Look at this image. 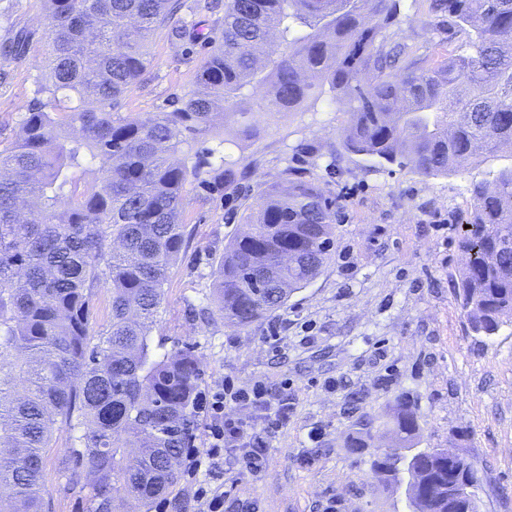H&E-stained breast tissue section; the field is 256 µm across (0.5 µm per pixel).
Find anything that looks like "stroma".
I'll list each match as a JSON object with an SVG mask.
<instances>
[{"label":"stroma","instance_id":"35a3bbf8","mask_svg":"<svg viewBox=\"0 0 512 512\" xmlns=\"http://www.w3.org/2000/svg\"><path fill=\"white\" fill-rule=\"evenodd\" d=\"M223 11L192 17L202 37L189 41L156 29L151 62L121 99L143 116L172 110L192 89L198 66L218 36ZM43 0H0V44L17 30L31 36L22 56L0 55V141H9L35 97L45 64ZM348 115L327 97L267 117L241 134L228 124L226 153L248 177L237 192L213 196L188 186L185 245L173 265L151 332L155 355L191 347L201 394L232 381L264 382L292 407L269 442L258 476L239 473L232 498L255 512H407L403 490L372 476L369 460L389 438L349 441L366 419L375 429L399 398L417 408V448H448L481 478L478 512H512V324L473 334L454 295L460 268L457 227L470 211L472 182L512 164V154L477 157L466 169L421 180L395 164L345 151ZM298 175L338 197L336 243L320 275L283 308L245 328L228 326L213 297L224 249L260 191ZM74 433L56 428L43 485L49 512H88L90 488L75 484L59 458Z\"/></svg>","mask_w":512,"mask_h":512}]
</instances>
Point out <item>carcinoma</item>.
Wrapping results in <instances>:
<instances>
[{"label": "carcinoma", "instance_id": "1", "mask_svg": "<svg viewBox=\"0 0 512 512\" xmlns=\"http://www.w3.org/2000/svg\"><path fill=\"white\" fill-rule=\"evenodd\" d=\"M47 68L37 98L0 150V512H47L43 457L53 431L79 432L60 458L81 459L90 512H143L180 479L201 371L188 349L161 358L149 336L184 245L186 186L222 193L239 172L224 161V118L256 129L325 94L349 114L342 145L423 179L478 154L512 153V0H425L410 21L466 36L435 61L391 29L399 0H227L224 27L191 89L169 112L119 111L144 73L158 27L198 37L184 0H44ZM21 30L0 48L20 56ZM266 89V106L250 99ZM97 174L80 188L78 175ZM457 243L455 285L469 328L512 323V166L475 182ZM215 280L225 321L244 328L284 306L322 271L336 200L300 177L263 189L242 216ZM99 288L111 319L91 343ZM390 431L412 447L415 408L395 405ZM425 482H448V460L424 449Z\"/></svg>", "mask_w": 512, "mask_h": 512}]
</instances>
